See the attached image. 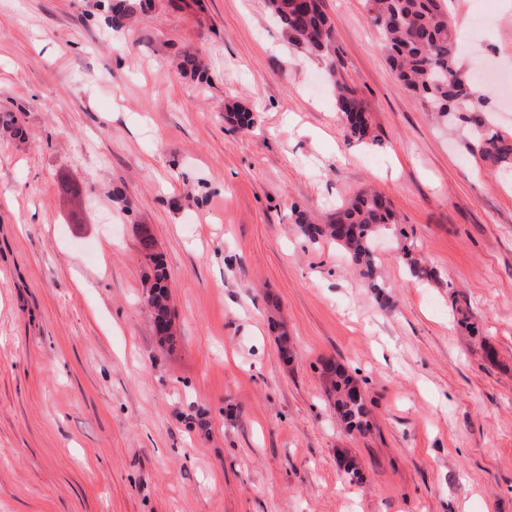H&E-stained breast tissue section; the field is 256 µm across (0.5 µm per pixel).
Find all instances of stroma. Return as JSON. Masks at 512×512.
I'll return each mask as SVG.
<instances>
[{
	"instance_id": "35a3bbf8",
	"label": "stroma",
	"mask_w": 512,
	"mask_h": 512,
	"mask_svg": "<svg viewBox=\"0 0 512 512\" xmlns=\"http://www.w3.org/2000/svg\"><path fill=\"white\" fill-rule=\"evenodd\" d=\"M98 2L0 0V116L24 130L0 127V512H512V167L403 88L365 0L323 7L371 143L265 0H155L117 35ZM448 10L466 36L490 13L477 48L512 71L506 0ZM186 52L208 82L181 75ZM236 103L250 131L225 121ZM364 189L398 217L374 244L383 304L295 222ZM407 246L436 280L411 279ZM328 357L367 430L325 395ZM137 238L139 251L153 265L152 284L146 295L153 332L161 344L171 345L174 342V329L173 313L169 304V272L148 224H137ZM320 372L336 413L348 430L361 431L368 426V409L364 398L356 399L353 394L360 389L348 370L333 359H322Z\"/></svg>"
}]
</instances>
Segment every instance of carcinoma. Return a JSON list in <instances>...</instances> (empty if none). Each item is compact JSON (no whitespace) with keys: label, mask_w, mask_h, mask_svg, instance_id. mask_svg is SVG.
<instances>
[{"label":"carcinoma","mask_w":512,"mask_h":512,"mask_svg":"<svg viewBox=\"0 0 512 512\" xmlns=\"http://www.w3.org/2000/svg\"><path fill=\"white\" fill-rule=\"evenodd\" d=\"M151 7V0H112L108 26L118 32L134 12ZM268 12L279 22L288 43L324 63L336 100L350 136L358 142L374 141L372 126L355 87L342 76L343 61L336 51V30L322 8L321 0H266ZM373 24L382 37V48L397 79L426 108L440 117L460 114L474 138V150L484 161L501 165L512 162V138L499 133L486 118L487 96L473 91L474 83L457 61V37L445 0H366ZM183 73L199 80L207 78L202 57L187 53L180 63ZM228 120L241 131L257 122L253 111L236 106ZM396 223L389 200L376 191H360L336 210L325 224H316L297 213L296 224L312 240L328 239L358 266L367 287L379 300L385 299L379 280L373 239L388 225ZM139 251L153 265L152 284L146 301L153 332L160 343L174 342L173 313L169 304V272L158 252L151 228L137 225ZM326 392L341 421L349 430L368 426L364 399L355 398L357 381L333 359L320 362Z\"/></svg>","instance_id":"cac0c4a2"}]
</instances>
